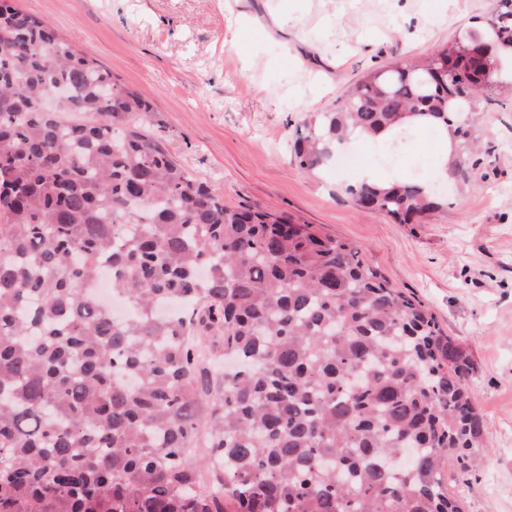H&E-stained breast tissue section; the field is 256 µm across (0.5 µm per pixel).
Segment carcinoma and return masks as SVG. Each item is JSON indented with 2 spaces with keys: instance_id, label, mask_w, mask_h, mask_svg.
Wrapping results in <instances>:
<instances>
[{
  "instance_id": "cac0c4a2",
  "label": "carcinoma",
  "mask_w": 512,
  "mask_h": 512,
  "mask_svg": "<svg viewBox=\"0 0 512 512\" xmlns=\"http://www.w3.org/2000/svg\"><path fill=\"white\" fill-rule=\"evenodd\" d=\"M512 61V0L439 50L446 83L367 72L296 129L317 171L352 131L397 143L446 128L453 182L477 180L476 97ZM63 111L43 109L53 86ZM147 97L0 0V512H465L445 468L485 458L468 351L360 247L284 214L232 208L169 154ZM401 224L448 199L356 181ZM106 267L129 306L99 302ZM163 305L183 311L159 312ZM241 366L203 384L195 339ZM221 471L190 463L203 426Z\"/></svg>"
}]
</instances>
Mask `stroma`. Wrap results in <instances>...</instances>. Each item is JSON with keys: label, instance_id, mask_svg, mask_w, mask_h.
<instances>
[{"label": "stroma", "instance_id": "1", "mask_svg": "<svg viewBox=\"0 0 512 512\" xmlns=\"http://www.w3.org/2000/svg\"><path fill=\"white\" fill-rule=\"evenodd\" d=\"M121 85L145 93L169 153L237 207L260 206L360 246L469 352L491 453L452 470L465 512H512V70L476 101L479 178L446 209L397 224L358 208L357 165L297 170L303 119L368 71L418 63L488 25L493 0H15ZM440 135L421 131L379 171L436 181Z\"/></svg>", "mask_w": 512, "mask_h": 512}]
</instances>
